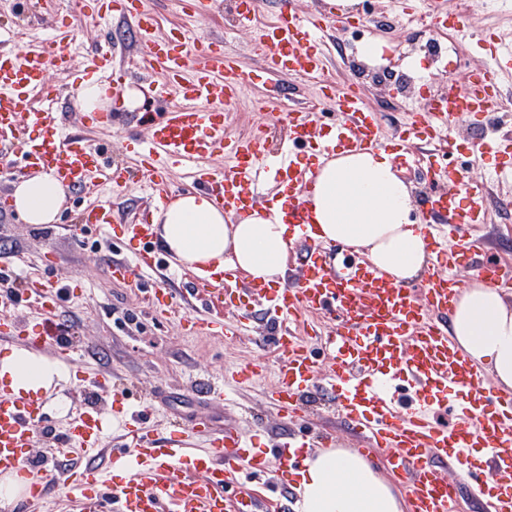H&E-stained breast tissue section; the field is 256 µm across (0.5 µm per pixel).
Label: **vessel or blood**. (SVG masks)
<instances>
[{
	"label": "vessel or blood",
	"instance_id": "vessel-or-blood-1",
	"mask_svg": "<svg viewBox=\"0 0 512 512\" xmlns=\"http://www.w3.org/2000/svg\"><path fill=\"white\" fill-rule=\"evenodd\" d=\"M92 20L130 19L139 66L157 96L177 90L179 101L158 112L140 113L145 135L136 139L137 164L109 160L86 130H107L108 121L82 117L73 133L57 112L49 69L68 70L77 35L58 23L38 43L16 49L13 27H0V167L45 171L74 189L124 187L137 178L155 206L179 191L208 194L225 215L238 218L287 197L283 221L294 238L288 275L281 282L248 281L232 287L227 271L186 270L164 265L149 217L130 223L111 202L93 204L80 216L83 231L121 241L124 257L105 272L141 289L152 309L170 313L174 297L148 275L186 278L192 297L208 316L199 332L240 336L256 329L257 345L281 356L265 402L293 423L278 447L256 450L240 420L204 414L154 435L148 417L162 394L124 393L103 402L116 386L111 372H84L85 396L50 435L57 450L96 449L100 465L56 470L38 452L46 390L0 384V481L23 474L24 498L46 499L52 485L64 488L79 512H282L247 484L273 471L290 486L316 448L334 446L333 430H308L307 402L330 401L357 452L382 449L383 465L408 490V512H457L462 484L478 494L482 512H512V391L498 388L486 370L456 346L449 326L455 301L479 280L512 299V267L495 255L502 246L498 226L487 222V201L512 210V133L471 142V159H494L486 178L467 176L451 161L460 142L459 122H483L499 97L498 76L512 75V48L479 60L463 87L406 113L398 134L387 135L355 87L321 86L316 103L298 112H269L250 136H226L227 108L248 84L223 43L203 41L184 29L159 36L157 18L139 0H92ZM436 24L458 29L460 16L439 13L437 0H422ZM335 13L299 14L293 0H279L272 23L253 32L266 58L258 81L276 74L315 78L324 67L323 41L339 23ZM86 66L107 71L112 101L121 103L132 73L113 62L103 45L87 48ZM392 147L396 160L418 171L426 184L421 214L426 260L418 279L400 280L343 243L316 237L306 199L319 159L345 151ZM226 164L211 168L207 159ZM176 162L187 181L176 188L167 167ZM70 291L60 281L38 277L0 290V347L18 345L71 360L73 347L53 327ZM267 364L253 359L228 367L218 382H206L209 402L223 404L229 392L261 385ZM207 433L206 448L189 453L193 437Z\"/></svg>",
	"mask_w": 512,
	"mask_h": 512
}]
</instances>
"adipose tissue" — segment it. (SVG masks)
I'll use <instances>...</instances> for the list:
<instances>
[{"label": "adipose tissue", "instance_id": "ef3b65f1", "mask_svg": "<svg viewBox=\"0 0 512 512\" xmlns=\"http://www.w3.org/2000/svg\"><path fill=\"white\" fill-rule=\"evenodd\" d=\"M67 189L39 173L16 185L10 204L30 224L53 223ZM308 201L322 242L366 250L383 271L407 280L421 269L425 229L411 219L413 200L392 153L346 151L319 163ZM163 248L183 266L243 272L277 282L291 239L276 209L238 220L225 218L202 192L179 195L159 208ZM453 333L461 351L485 367L503 389L512 388V308L485 284L467 288L455 304ZM59 365L18 350L0 361V377L38 389L60 377ZM298 512H402L394 487L357 453L329 449L309 460L298 485Z\"/></svg>", "mask_w": 512, "mask_h": 512}]
</instances>
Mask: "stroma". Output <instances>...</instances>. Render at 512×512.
<instances>
[{
    "mask_svg": "<svg viewBox=\"0 0 512 512\" xmlns=\"http://www.w3.org/2000/svg\"><path fill=\"white\" fill-rule=\"evenodd\" d=\"M40 2L19 0L14 12L0 15V24H27L41 37L54 22L64 19L72 22L84 44L106 34L80 13L74 0H56L55 10L49 15L41 14ZM145 5L157 14L160 34L184 27L198 36L223 41L225 48L236 56L239 70L245 75L264 66L265 60L255 51L249 30L241 28L230 12L190 16L182 11L178 0H146ZM341 14L364 18L365 23L357 28L340 26L328 35L326 68L320 79L285 76L282 80L284 95L277 100L267 99L262 87L248 89L243 98L229 108L228 136L249 133L263 122L265 112L306 107L323 84L339 88L356 84L367 105L379 113L384 128L393 130L401 124L405 112L425 107L432 96L443 93L446 82H463L465 65L474 60L478 45L500 41L504 36L512 37V5L505 0H488L487 4L467 8L463 13L464 28L459 32L436 28L428 21L419 26L404 25L403 0H354L353 4L342 8ZM430 37L455 40V54L442 64H434L415 48L416 43ZM371 39L387 44L382 58L371 64L373 69L382 70L389 65L403 69L409 61L417 62V78L410 94L398 93L388 81L373 82L363 73L366 63L359 56V48ZM91 77V71L84 69L83 57L79 54L75 55L69 71L50 74L58 92L60 117L67 126L78 124L77 90L82 81ZM105 198L130 222L141 216L148 206L146 196L133 183L116 191L86 189L68 199L58 216L59 223L69 225V232L52 237L46 226L25 223L0 199V265L9 264L22 255L37 271L41 268L40 255L51 252V274L76 287L74 297L63 301L58 310L61 323L70 326V335L77 346L90 347L91 365L117 373L121 385L140 395L158 386L164 388V403L153 412L150 420L151 427L163 435L170 423L184 422L204 413V405L187 390L194 380L220 376L226 367L260 355L273 365L277 357L272 353L262 354L249 336L221 340L184 332L180 327L183 316L203 314L200 302L187 294L185 282L170 283L176 308L171 317L164 320L143 307L129 285L114 282L104 275L102 268L119 253V245L113 240L83 233L77 224L87 204ZM128 314L134 317L129 325L123 322Z\"/></svg>",
    "mask_w": 512,
    "mask_h": 512,
    "instance_id": "35a3bbf8",
    "label": "stroma"
}]
</instances>
